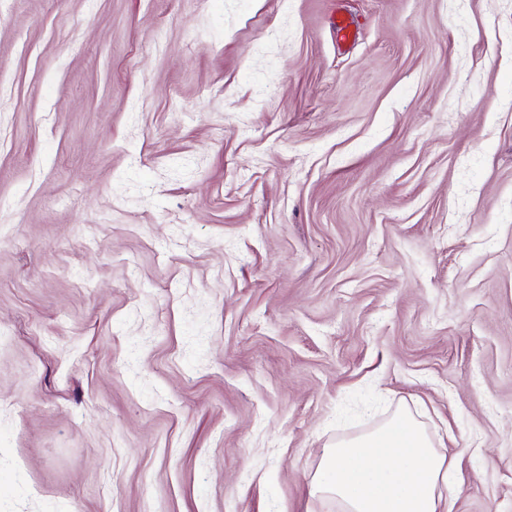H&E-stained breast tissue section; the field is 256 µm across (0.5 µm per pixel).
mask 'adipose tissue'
<instances>
[{
    "label": "adipose tissue",
    "instance_id": "ef3b65f1",
    "mask_svg": "<svg viewBox=\"0 0 512 512\" xmlns=\"http://www.w3.org/2000/svg\"><path fill=\"white\" fill-rule=\"evenodd\" d=\"M452 461L410 415L326 449L311 492L336 498L342 512H455L445 488Z\"/></svg>",
    "mask_w": 512,
    "mask_h": 512
}]
</instances>
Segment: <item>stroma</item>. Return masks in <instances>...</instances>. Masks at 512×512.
<instances>
[{
    "label": "stroma",
    "instance_id": "35a3bbf8",
    "mask_svg": "<svg viewBox=\"0 0 512 512\" xmlns=\"http://www.w3.org/2000/svg\"><path fill=\"white\" fill-rule=\"evenodd\" d=\"M0 333V512H512V0H0ZM327 448L310 484L342 512H455L456 466L408 413Z\"/></svg>",
    "mask_w": 512,
    "mask_h": 512
}]
</instances>
